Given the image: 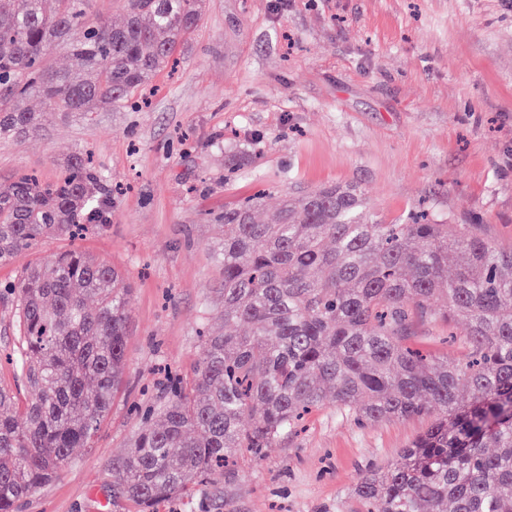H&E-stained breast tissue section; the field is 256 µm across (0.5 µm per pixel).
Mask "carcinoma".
Masks as SVG:
<instances>
[{
  "label": "carcinoma",
  "instance_id": "1",
  "mask_svg": "<svg viewBox=\"0 0 512 512\" xmlns=\"http://www.w3.org/2000/svg\"><path fill=\"white\" fill-rule=\"evenodd\" d=\"M92 2L0 0L1 138L44 125L47 113L26 105L33 95L60 115L129 101L173 60L205 0H124L119 25ZM61 45L80 75L47 65ZM111 196L80 155L54 181L16 176L0 190V264L107 222ZM262 198L222 217L224 327L243 331L199 334L197 363L174 379L159 422L112 466L114 490L156 512L294 434L329 389L363 425L430 418L401 463L357 481L360 512H512V249L471 224L450 237L417 217L371 222L352 185L287 197L266 223L255 217ZM7 289L20 383L0 387V512H15L99 431L125 372L130 283L68 249ZM436 321L465 326L463 355L420 348Z\"/></svg>",
  "mask_w": 512,
  "mask_h": 512
}]
</instances>
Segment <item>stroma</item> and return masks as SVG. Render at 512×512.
Masks as SVG:
<instances>
[{"label":"stroma","mask_w":512,"mask_h":512,"mask_svg":"<svg viewBox=\"0 0 512 512\" xmlns=\"http://www.w3.org/2000/svg\"><path fill=\"white\" fill-rule=\"evenodd\" d=\"M147 103L52 115L0 139V184L55 178L90 154L121 185L108 224L46 239L0 265V285L75 247L131 282L127 368L86 448L19 512H135L112 465L224 330L215 246L225 207L263 192L259 220L287 195L356 186L369 220L424 208L449 234L475 224L512 246V0H205L173 69ZM420 419L358 425L326 398L304 431L231 476L215 474L177 512H355L350 491L400 462Z\"/></svg>","instance_id":"1"}]
</instances>
